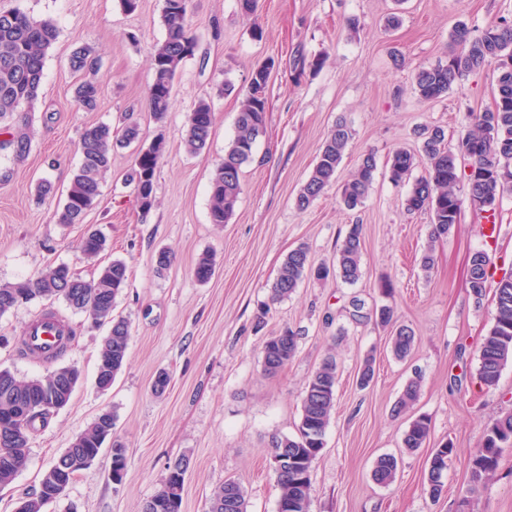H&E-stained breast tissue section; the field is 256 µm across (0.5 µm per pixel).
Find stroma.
Instances as JSON below:
<instances>
[{
	"label": "stroma",
	"mask_w": 512,
	"mask_h": 512,
	"mask_svg": "<svg viewBox=\"0 0 512 512\" xmlns=\"http://www.w3.org/2000/svg\"><path fill=\"white\" fill-rule=\"evenodd\" d=\"M162 7L163 0H138L128 13L120 0H0V9L52 20L59 32L45 59L40 97L27 113L30 150L20 159L0 150V283L60 263L83 277L96 275L80 243L87 229H97L107 239L108 258L128 265V286L115 312L131 326L126 364L102 392L95 372L106 328L90 327L84 313L60 300L39 299L0 316V369L20 379L50 370L49 362L20 356L18 346L25 326L51 311L77 335L59 365L83 374L68 405L31 436L25 467L0 487V512H14L19 498L38 487L104 410L112 411L113 437L126 448L121 483H113L110 450L102 448L47 512H68L73 504L80 512H141L168 466L182 458L189 468L181 512H207L212 492L230 478L242 486L247 512H276L270 440L295 434L307 379L330 353L338 370L336 408L311 471L309 512H512V448L492 480L477 493L465 492L468 458L485 424L512 412V362L496 385L478 378V342L494 324V294L475 299L466 282L478 250L489 253L498 273L512 270V194L498 203L496 237H485L466 209L448 236L434 241L429 214L407 211L409 187L395 185L387 165L396 149L416 148L419 127H442L453 143L467 132L468 114L492 105L493 68L463 77L433 101L417 95L413 76L417 67L447 61L456 27L475 37L500 20L512 23V0H258L252 14L239 0H191L197 49L182 62L173 107L159 125L146 95L151 52L165 36ZM392 13L401 18L394 30L385 26ZM82 45L98 59L89 75L99 92L93 111L76 102L81 77L69 66L72 50ZM299 52L325 63L295 69ZM270 58L277 67L268 83L266 131L254 161L243 168L233 216L218 226L210 220V179L234 135L251 73ZM202 99L213 112L212 134L203 152L191 154L183 144L186 115ZM341 117L353 136L337 180L347 181L359 157L373 153L378 169L368 196L350 211L332 187L298 210L296 197ZM128 120L140 123L143 145L159 135L165 141L155 206L141 212L126 181L135 148H117L83 223H58L84 128L104 122L118 130ZM42 179L55 186L53 197L38 196ZM355 223L364 240L357 283L307 278L263 311L292 249L306 245L313 263L335 265ZM163 249L171 262L160 272L156 258ZM428 249L434 265L426 272L421 258ZM206 252L214 255L216 270L201 283L194 268ZM387 283L394 288L389 296L381 292ZM356 299L366 313L361 321L352 316ZM384 305L415 334L406 359L393 356L389 329L372 319ZM287 326L298 333L297 352L283 371L265 375L263 345ZM368 360L374 377L363 388L358 376ZM162 372L170 382L157 394L153 385ZM414 377L422 380L417 401L408 414L392 417ZM421 414L431 431L423 448L411 452L404 433ZM447 441L457 455L444 474L442 495L434 498L425 481L428 460ZM384 454L398 461L386 487L372 479Z\"/></svg>",
	"instance_id": "stroma-1"
}]
</instances>
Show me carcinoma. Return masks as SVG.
I'll return each mask as SVG.
<instances>
[{
  "mask_svg": "<svg viewBox=\"0 0 512 512\" xmlns=\"http://www.w3.org/2000/svg\"><path fill=\"white\" fill-rule=\"evenodd\" d=\"M190 0H163L162 22L166 33L157 43L152 55V80L147 97L155 121L165 119L173 105V86L183 60L194 54L196 39L189 27ZM58 37L55 24L36 19L18 9H0V119L13 118L25 106L37 101L47 52ZM453 40L460 49L448 56V62L419 68L414 76L416 91L423 100L439 99L448 94L453 85L465 75L476 73L491 65L498 71L496 89L491 107L472 115V128L459 138L456 145L448 144L445 130L440 126H426L418 132L421 139L419 152L400 148L388 161L392 182L399 184L412 175L418 164L427 165L425 176L415 180L405 199L410 211H426L431 216L432 238L446 236L458 223L463 210L464 197L459 194L460 184L466 183V195L497 203L505 193H512V24L500 23L486 28L472 37L461 26L456 28ZM98 64L91 48H77L70 58L75 72L91 71ZM275 67L270 59L257 66L251 74L246 97L241 102L236 118V130L224 161L216 169L210 185V218L214 224H224L233 215L242 192L241 175L244 165L254 159L257 139L266 128V89ZM76 100L87 111L97 107V88L83 82L76 88ZM213 112L210 105L199 102L188 113L184 146L196 154L204 150L211 136ZM9 138L0 141V148L9 149L17 157L27 153L29 137L24 132H11L3 127ZM352 131L343 119L326 136L316 157L313 169L296 198L298 209H307L324 191L336 184L337 172L343 162ZM141 140L137 122L124 125L119 136L112 125L97 123L85 127L78 149L80 165L66 191L65 201L58 213L60 224H81L88 209L100 195L101 182L110 170L112 150L126 148ZM164 139L157 138L128 174L136 198L142 202L141 210L148 212L155 203V181L158 163L164 152ZM486 169L500 165L505 170L501 178L489 176L473 180L462 165ZM377 170L374 154L359 158L352 178L341 186V199L346 208L354 210L368 196ZM82 253L96 259L108 249L103 234L96 231L83 236ZM361 225L351 224L336 252V275L353 284L361 276ZM491 257L485 251H476L469 262L467 284L476 299L487 289ZM215 259L201 255L195 265L197 281L205 283L214 274ZM326 279L330 268L313 266L309 251L300 246L288 253L277 279L270 290L271 303L282 301L292 294L306 276ZM129 270L126 262L112 259L103 265L96 276L85 279L65 264L49 266L36 277L15 283L0 284V316L36 299L65 301L72 309L85 312L92 308L107 320L108 333L99 351L98 360L110 364L112 374L98 377L99 389L105 391L121 371L128 350L130 323L113 315L117 297L127 287ZM496 317L492 328L479 343L480 381L486 386L497 384L504 365L512 358V273L502 276L494 291ZM298 333L286 328L269 337L262 350V367L268 374L283 370L297 352ZM395 357H408L414 347L415 336L407 326H398L391 338ZM61 379L55 371L30 380H19L12 372L0 370V431L10 430L4 417L11 411L37 400L54 380ZM337 368L334 357L329 356L309 377L302 402V414L294 436H273L271 457L283 456L288 460L274 470L280 490L278 502L283 512H309L312 495L311 470L325 446L326 430L336 402ZM420 378L410 380L394 405L392 412L399 416L416 400ZM49 410L36 408L27 420L25 430L18 435L13 448L0 447V486L11 484L26 465V446L30 434L47 423ZM111 414L99 416L91 427L76 437L60 455L61 463L53 465L43 474L39 487L20 499V512H46L47 502L56 496L58 481L68 479L69 468L96 454L97 444L106 428L113 425ZM430 419L420 415L413 419L404 435V445L411 451L422 447L430 434ZM512 446V413L491 420L484 428L479 447L469 458L470 480L468 491L488 482L498 469L505 447ZM456 456V448L445 442L434 449L429 459L427 483L433 485L432 496L440 495L443 474L448 462ZM396 460L383 456L376 462L373 479L388 485L395 477ZM172 482L166 480L161 489L147 500L142 512H175L181 506L173 502L182 495L171 491ZM209 512H247L245 494L240 484L227 479L210 497Z\"/></svg>",
  "mask_w": 512,
  "mask_h": 512,
  "instance_id": "obj_1",
  "label": "carcinoma"
}]
</instances>
